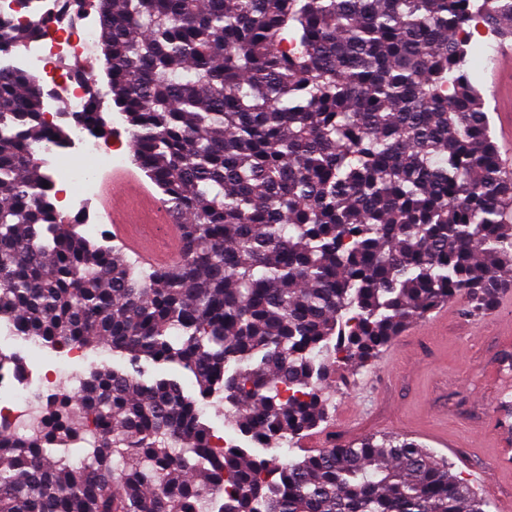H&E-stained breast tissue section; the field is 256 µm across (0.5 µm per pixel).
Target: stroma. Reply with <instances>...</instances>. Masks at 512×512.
<instances>
[{"label": "stroma", "mask_w": 512, "mask_h": 512, "mask_svg": "<svg viewBox=\"0 0 512 512\" xmlns=\"http://www.w3.org/2000/svg\"><path fill=\"white\" fill-rule=\"evenodd\" d=\"M477 312L468 299L449 302L434 318L410 323L370 365L337 372L327 422L299 442L311 451L372 434L398 435L441 455L452 472L489 465L493 450L479 444L495 409L512 407V343L498 327L511 318Z\"/></svg>", "instance_id": "1"}]
</instances>
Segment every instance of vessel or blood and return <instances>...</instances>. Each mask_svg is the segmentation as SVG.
Returning a JSON list of instances; mask_svg holds the SVG:
<instances>
[{"label": "vessel or blood", "mask_w": 512, "mask_h": 512, "mask_svg": "<svg viewBox=\"0 0 512 512\" xmlns=\"http://www.w3.org/2000/svg\"><path fill=\"white\" fill-rule=\"evenodd\" d=\"M495 99L500 108L512 107V46H501L491 74ZM100 204L113 226V235L123 248L153 267L174 263L185 227L172 214H161V205L137 175L118 169L105 181ZM493 448L491 470L474 475L476 485L494 494L500 475H512V422L498 418L490 435Z\"/></svg>", "instance_id": "vessel-or-blood-1"}]
</instances>
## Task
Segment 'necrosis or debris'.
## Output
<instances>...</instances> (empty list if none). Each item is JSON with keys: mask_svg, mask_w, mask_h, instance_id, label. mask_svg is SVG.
Here are the masks:
<instances>
[{"mask_svg": "<svg viewBox=\"0 0 512 512\" xmlns=\"http://www.w3.org/2000/svg\"><path fill=\"white\" fill-rule=\"evenodd\" d=\"M33 12L27 18L28 35L17 52L0 53V69H19L39 84L48 86L44 111L57 120L59 106L82 112L92 98H104L108 87L88 70L96 54L98 13L93 0H32ZM33 159L46 174L56 177L58 202L79 215L84 233L100 234L101 219L91 210L100 192L105 174L117 168L124 156L111 142L91 135L85 126L73 125L69 143L59 148L42 142L32 144ZM75 369H31L29 366L0 364V393H9L0 401V419H7L12 434L28 435L37 429L41 411L39 399L57 390L61 380L79 383L84 377L78 362L84 361L83 349L69 350Z\"/></svg>", "mask_w": 512, "mask_h": 512, "instance_id": "obj_1", "label": "necrosis or debris"}]
</instances>
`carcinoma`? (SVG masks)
<instances>
[{
    "mask_svg": "<svg viewBox=\"0 0 512 512\" xmlns=\"http://www.w3.org/2000/svg\"><path fill=\"white\" fill-rule=\"evenodd\" d=\"M108 100L187 224L135 271L74 231L27 146L65 145L44 90L0 71V319L56 351L106 346L81 394L0 428V512H491L447 459L393 435L283 462L221 446L202 405L266 448L326 421L328 379L410 321L512 287V175L466 57L512 0H96ZM27 28L0 19V51ZM74 119L109 134L100 102ZM195 380H144L142 363ZM87 443L79 463L69 447Z\"/></svg>",
    "mask_w": 512,
    "mask_h": 512,
    "instance_id": "1",
    "label": "carcinoma"
}]
</instances>
